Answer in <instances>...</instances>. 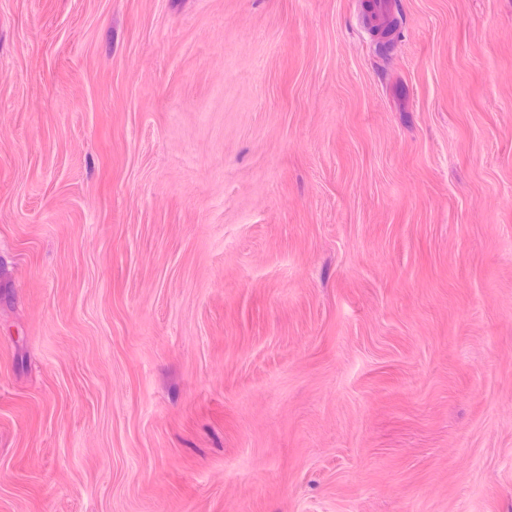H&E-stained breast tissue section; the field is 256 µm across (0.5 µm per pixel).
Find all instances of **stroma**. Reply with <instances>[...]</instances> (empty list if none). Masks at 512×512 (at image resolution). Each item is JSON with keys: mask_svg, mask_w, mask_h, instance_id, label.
Masks as SVG:
<instances>
[{"mask_svg": "<svg viewBox=\"0 0 512 512\" xmlns=\"http://www.w3.org/2000/svg\"><path fill=\"white\" fill-rule=\"evenodd\" d=\"M0 0V512H512V0ZM371 2L361 1L362 18H367L372 28L381 25L385 18L394 11V2L392 0H367ZM367 3L371 6L368 8Z\"/></svg>", "mask_w": 512, "mask_h": 512, "instance_id": "obj_1", "label": "stroma"}]
</instances>
